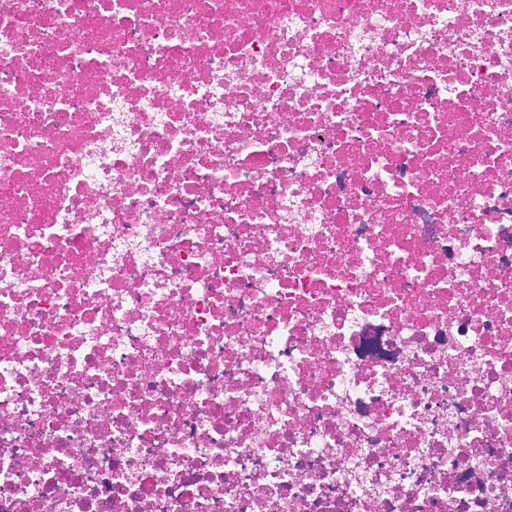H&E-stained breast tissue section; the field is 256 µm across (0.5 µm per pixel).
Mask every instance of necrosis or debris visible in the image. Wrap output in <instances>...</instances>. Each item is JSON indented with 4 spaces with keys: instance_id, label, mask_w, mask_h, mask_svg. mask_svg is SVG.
Instances as JSON below:
<instances>
[{
    "instance_id": "4bbe7bcc",
    "label": "necrosis or debris",
    "mask_w": 512,
    "mask_h": 512,
    "mask_svg": "<svg viewBox=\"0 0 512 512\" xmlns=\"http://www.w3.org/2000/svg\"><path fill=\"white\" fill-rule=\"evenodd\" d=\"M0 512H512V0H0Z\"/></svg>"
}]
</instances>
